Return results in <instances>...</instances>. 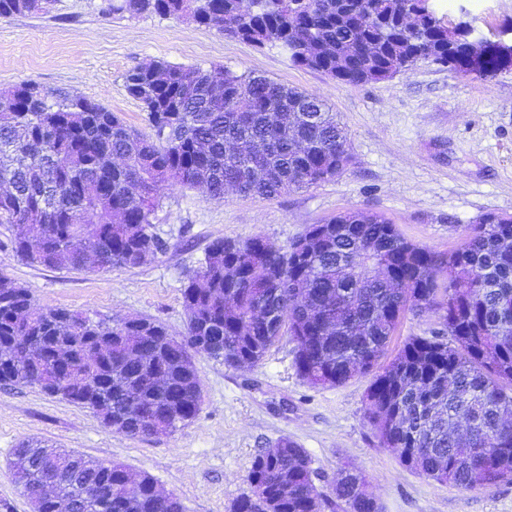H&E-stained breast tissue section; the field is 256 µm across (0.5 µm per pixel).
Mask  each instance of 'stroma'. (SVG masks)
Listing matches in <instances>:
<instances>
[{"label":"stroma","mask_w":512,"mask_h":512,"mask_svg":"<svg viewBox=\"0 0 512 512\" xmlns=\"http://www.w3.org/2000/svg\"><path fill=\"white\" fill-rule=\"evenodd\" d=\"M437 4L452 24L464 7L484 31L512 27V0ZM105 6L106 0H56L49 13L0 19V92L33 81L55 95L99 102L144 133L145 114L125 86L130 70L152 61L221 64L320 96L346 132L351 162L335 179L273 199L230 189L212 200L195 189L162 185L153 231L167 248L135 268L31 266L11 249L13 227L2 224L0 272L29 286L38 307L94 319L149 318L179 337L186 327L187 274L215 240L259 236L283 249L308 225L358 210L383 215L408 240L445 253L461 247L482 216L512 214V70L462 79L426 64L385 81L345 85L295 66L274 46L259 50L155 13L109 15ZM193 363L201 411L166 435L131 438L38 387L0 385V512H31L11 468L27 438L150 474L185 512H229L249 490L255 454L284 436L308 452L322 490H330L345 467L362 470L382 512H512L510 482L459 488L405 469L381 448L366 414L369 377L311 387L298 376L287 340L247 368L203 355Z\"/></svg>","instance_id":"35a3bbf8"}]
</instances>
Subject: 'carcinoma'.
<instances>
[{"label": "carcinoma", "mask_w": 512, "mask_h": 512, "mask_svg": "<svg viewBox=\"0 0 512 512\" xmlns=\"http://www.w3.org/2000/svg\"><path fill=\"white\" fill-rule=\"evenodd\" d=\"M54 0H0V18L47 13ZM106 10L189 19L297 66L358 85L452 60L470 73L467 33L427 0H108ZM420 15L411 29L404 14ZM153 134L77 95L26 82L0 96V224L29 265L68 270L137 267L164 251L153 233L155 187L173 181L224 197L275 198L339 176L350 162L336 113L317 96L222 65L155 61L126 76ZM295 112L288 126L278 116ZM258 141L245 156L228 142ZM178 339L148 318L110 322L39 309L31 289L0 273V384L57 385V398L103 415L128 414L124 435L172 433L201 410L192 354L234 367L260 363L289 336L297 374L313 387L370 374L367 417L406 469L461 488L512 482V215L487 214L464 245L439 253L406 239L380 214L311 224L286 249L219 239L183 288ZM431 311L445 332L413 336L381 363L409 311ZM14 468L33 512L77 496L80 512H184L144 473L39 441L20 443ZM305 449L284 437L255 455L249 492L230 512H381L366 477L341 471L331 492L312 479Z\"/></svg>", "instance_id": "obj_1"}]
</instances>
